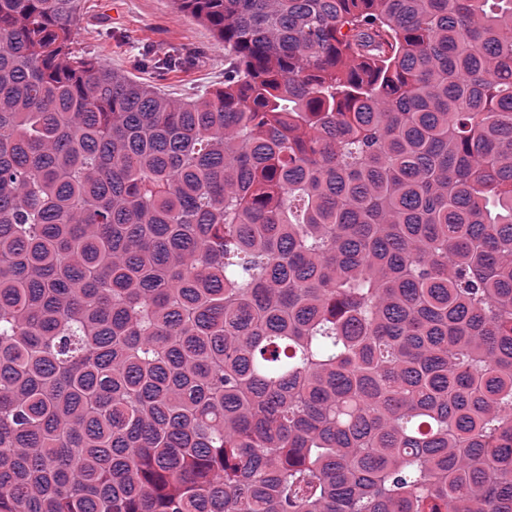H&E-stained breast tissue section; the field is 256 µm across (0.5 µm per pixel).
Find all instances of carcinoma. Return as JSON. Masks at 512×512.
I'll return each instance as SVG.
<instances>
[{
  "label": "carcinoma",
  "mask_w": 512,
  "mask_h": 512,
  "mask_svg": "<svg viewBox=\"0 0 512 512\" xmlns=\"http://www.w3.org/2000/svg\"><path fill=\"white\" fill-rule=\"evenodd\" d=\"M0 0V512H512V0H174L189 99Z\"/></svg>",
  "instance_id": "obj_1"
}]
</instances>
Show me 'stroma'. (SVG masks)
<instances>
[{
  "label": "stroma",
  "mask_w": 512,
  "mask_h": 512,
  "mask_svg": "<svg viewBox=\"0 0 512 512\" xmlns=\"http://www.w3.org/2000/svg\"><path fill=\"white\" fill-rule=\"evenodd\" d=\"M73 47L113 71L174 98L224 84V47L211 29L178 11L174 0H82ZM176 56L166 71L152 59Z\"/></svg>",
  "instance_id": "obj_1"
}]
</instances>
